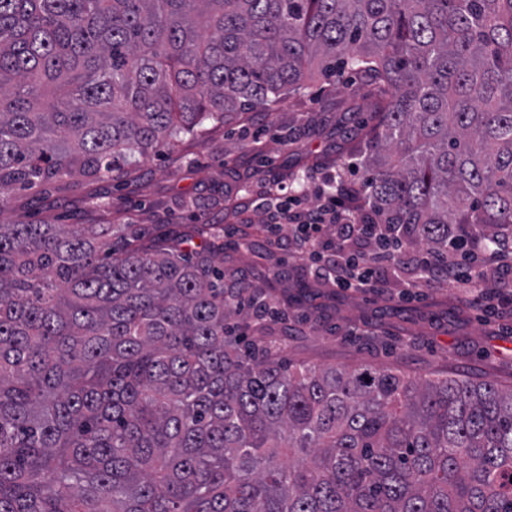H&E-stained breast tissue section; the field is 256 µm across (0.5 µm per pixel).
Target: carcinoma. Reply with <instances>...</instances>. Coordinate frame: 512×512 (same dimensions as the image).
I'll return each mask as SVG.
<instances>
[{
    "instance_id": "1",
    "label": "carcinoma",
    "mask_w": 512,
    "mask_h": 512,
    "mask_svg": "<svg viewBox=\"0 0 512 512\" xmlns=\"http://www.w3.org/2000/svg\"><path fill=\"white\" fill-rule=\"evenodd\" d=\"M360 197L411 244L512 226V0H0V192L344 71ZM216 224H0V512H512V388L292 366L229 331Z\"/></svg>"
}]
</instances>
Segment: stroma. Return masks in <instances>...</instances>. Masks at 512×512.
I'll use <instances>...</instances> for the list:
<instances>
[{"label":"stroma","mask_w":512,"mask_h":512,"mask_svg":"<svg viewBox=\"0 0 512 512\" xmlns=\"http://www.w3.org/2000/svg\"><path fill=\"white\" fill-rule=\"evenodd\" d=\"M373 100L363 78L314 86L268 112H246L184 136L178 152L138 159L125 187L76 176L48 188L0 194V222L130 224L159 234L182 224L247 226L263 233L244 203L272 178L301 189L312 171L336 173L345 189L359 188L363 171L349 152V132L361 126ZM282 253L224 250V276L245 275L276 298L294 296L284 318L235 320L251 341H279L292 363L354 368L368 364L412 376L489 380L512 387V318L481 321L456 300L452 288H427L421 300L302 282L296 267L278 276Z\"/></svg>","instance_id":"obj_1"}]
</instances>
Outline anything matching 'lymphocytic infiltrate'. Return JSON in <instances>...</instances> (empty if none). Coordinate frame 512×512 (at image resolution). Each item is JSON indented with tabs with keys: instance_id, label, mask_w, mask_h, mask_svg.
Wrapping results in <instances>:
<instances>
[{
	"instance_id": "obj_1",
	"label": "lymphocytic infiltrate",
	"mask_w": 512,
	"mask_h": 512,
	"mask_svg": "<svg viewBox=\"0 0 512 512\" xmlns=\"http://www.w3.org/2000/svg\"><path fill=\"white\" fill-rule=\"evenodd\" d=\"M318 181L312 203L293 191L261 195L255 205L267 248L298 256L307 276L335 288L380 293L402 271L410 275L406 287L446 285L462 289L484 311L512 310V227L489 235L458 224L447 251H418L398 228L332 191L335 174Z\"/></svg>"
}]
</instances>
